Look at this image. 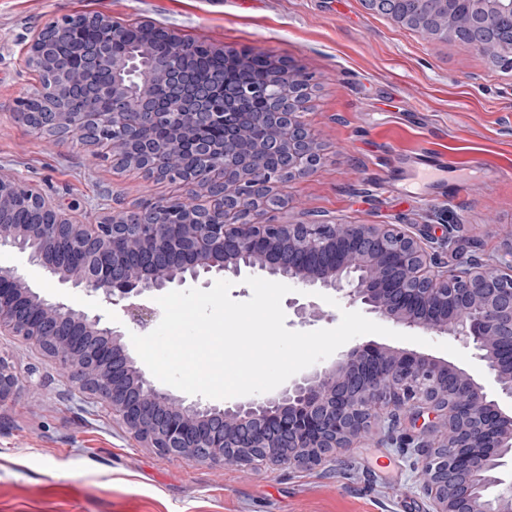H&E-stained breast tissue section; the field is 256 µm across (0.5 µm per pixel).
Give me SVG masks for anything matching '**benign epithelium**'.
Returning a JSON list of instances; mask_svg holds the SVG:
<instances>
[{
  "label": "benign epithelium",
  "instance_id": "7a95c632",
  "mask_svg": "<svg viewBox=\"0 0 512 512\" xmlns=\"http://www.w3.org/2000/svg\"><path fill=\"white\" fill-rule=\"evenodd\" d=\"M482 22L483 39H497L490 19L512 16V0H435L455 26L459 3ZM105 40L67 85L94 92L108 112H68L58 105L62 91L45 92L35 121L60 125L81 140L112 127V151L152 164L153 176L176 170L181 181L202 188L208 205L184 202L182 220H163L166 206L150 219L127 223L124 211H109L94 224L65 214L38 189L0 171V246L27 255L46 273L101 296L126 320L146 328L155 316L147 296L192 281L238 279L257 271L308 288L342 293L368 312L410 332L432 331L475 351L485 378L497 394L512 400V269L503 271L473 258L456 272H438L415 236L378 224L231 223L224 199L238 211L265 205L271 173L259 178L252 159L238 146L240 131L216 111L221 82L190 79L183 61L190 48L175 47L170 66L155 72L141 54L112 55L123 31L107 16L96 19ZM66 25L38 33L30 46L33 66L56 61ZM275 78L263 85L276 99L295 71L268 63ZM137 73V94L123 77ZM308 98L288 101L289 113L266 112L277 126L288 119V168L293 177L314 170L321 156L304 122ZM224 160L232 175L215 194L204 170ZM32 223L13 224L17 205ZM35 343L69 370L80 389L104 402L147 447L184 461L251 466L266 463L307 468L333 462L365 437H391L401 422L420 425L408 435L415 443L422 489L433 512H512V481L498 476L512 457V407L504 408L480 379L446 360L404 349L363 345L330 366L288 382L273 395L254 396L224 406L188 401L157 388L129 354L120 323L52 301L34 291L11 269H0V334ZM17 392V379L0 357V406Z\"/></svg>",
  "mask_w": 512,
  "mask_h": 512
}]
</instances>
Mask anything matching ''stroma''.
<instances>
[{
	"label": "stroma",
	"mask_w": 512,
	"mask_h": 512,
	"mask_svg": "<svg viewBox=\"0 0 512 512\" xmlns=\"http://www.w3.org/2000/svg\"><path fill=\"white\" fill-rule=\"evenodd\" d=\"M101 13L164 28L212 48L251 49L308 77L306 121L322 161L281 188L265 224H391L417 237L440 265L466 257L512 267V66L455 40H429L364 0H0V169L65 213L95 223L171 194L168 183L112 160L73 136L37 133L17 101L40 90L34 35L65 15ZM419 151L446 155L474 189L440 197L430 184L402 192L396 166ZM50 299L113 319L112 305L60 284L25 254L0 247V268ZM293 331L331 329L347 299L286 296ZM320 316L300 323L296 304ZM18 389L0 407V512H430L415 456L380 436L325 467L243 471L165 457L144 447L83 393L68 370L21 337L0 334Z\"/></svg>",
	"instance_id": "35a3bbf8"
}]
</instances>
